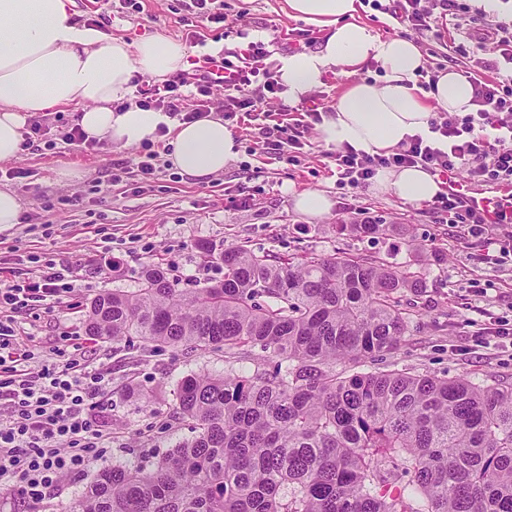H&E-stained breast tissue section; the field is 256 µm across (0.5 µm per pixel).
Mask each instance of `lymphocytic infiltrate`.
Returning a JSON list of instances; mask_svg holds the SVG:
<instances>
[{"mask_svg": "<svg viewBox=\"0 0 512 512\" xmlns=\"http://www.w3.org/2000/svg\"><path fill=\"white\" fill-rule=\"evenodd\" d=\"M386 10L421 36L438 21L428 0H390ZM469 40L495 54L491 60L472 58L467 69L475 111L452 118L436 115L430 121L431 138L414 136L387 157L344 146L332 158L341 186H359L381 168L415 164L446 178L448 192L437 200L440 209L463 233L497 245V252L487 257L496 263L512 255L503 244L512 237V198L489 197L476 207L467 190L473 185L512 187V22L483 15ZM266 57L262 46H249L236 60L225 61L223 74H199L193 93L183 94L180 81L171 80L144 104L165 106L169 115L190 122L203 117L206 96L220 86L225 112L259 111L263 92L279 89ZM303 112L294 134L285 139L276 138L274 127L259 125V142L282 156L298 153L310 121L321 118L317 104L304 106ZM78 286L75 263L52 261L37 275L0 283V487L23 483L24 494L34 502L69 473L83 470L112 442V430L100 415L103 403L112 399L109 371L94 365L82 346L58 350L55 360L32 369L35 354L17 341L10 325L17 309L46 300L63 303Z\"/></svg>", "mask_w": 512, "mask_h": 512, "instance_id": "obj_1", "label": "lymphocytic infiltrate"}]
</instances>
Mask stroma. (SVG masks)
<instances>
[{"instance_id": "stroma-1", "label": "stroma", "mask_w": 512, "mask_h": 512, "mask_svg": "<svg viewBox=\"0 0 512 512\" xmlns=\"http://www.w3.org/2000/svg\"><path fill=\"white\" fill-rule=\"evenodd\" d=\"M74 0L80 21L106 34L134 40L162 35L192 44L179 18L182 0ZM226 22L200 20L203 43L192 44L193 79L204 55L239 54L248 42L263 43L271 57L317 48L325 33L289 17L284 0H223ZM242 144L239 159L224 173L198 179L164 165L154 177L137 176L144 147L121 149L107 141L94 146L33 138L18 158L0 163V185L19 197L17 224L0 228V280H24L39 262H76L81 289L63 304L40 303L15 315L17 339L34 343V367L53 360L59 349L85 339L84 314L97 294L115 288L134 291L142 269L160 262L193 288L221 278L208 247L243 246L271 255L304 257L359 255L393 266L420 267L426 286L404 294L410 315L398 351L365 363L368 371L405 369L439 378L466 377L478 385H512V345L479 336L484 324H512V261H484L482 238L464 236L434 203L416 207L371 185L338 188L329 148L309 129L296 161L278 157L257 142L256 122L243 112L226 120ZM73 167L82 176L63 185L56 173ZM320 191L333 206L313 218L294 209L291 192ZM53 210H45V199ZM385 225L383 234L352 232L355 224ZM96 365L112 374V402L101 411L113 440L83 471L69 475L38 503L21 483L0 489V512H68L97 471L165 453L191 439L171 411L177 382L191 374L220 373L222 357L187 355L161 347L142 352L138 343L96 341Z\"/></svg>"}]
</instances>
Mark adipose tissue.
<instances>
[{
	"label": "adipose tissue",
	"mask_w": 512,
	"mask_h": 512,
	"mask_svg": "<svg viewBox=\"0 0 512 512\" xmlns=\"http://www.w3.org/2000/svg\"><path fill=\"white\" fill-rule=\"evenodd\" d=\"M286 3L289 16L323 28L325 37L316 49L280 58L283 99L299 103L333 72L350 78L319 125L325 145L388 155L411 136L429 135L434 113L474 111L472 85L455 70L440 72L435 90L422 92L415 83L424 65L419 47L358 23V0ZM72 5L73 0H0V162L18 157L33 115L70 105L77 106L74 122L87 139L118 148L156 142L159 126H166L168 161L192 177L221 174L238 159L240 143L222 118L179 122L132 100L134 76L163 81L189 68L185 43L161 35L133 41L107 35L81 23ZM370 61L383 71L382 83L356 80ZM375 189L418 205L433 201L441 183L415 165L380 170Z\"/></svg>",
	"instance_id": "obj_1"
}]
</instances>
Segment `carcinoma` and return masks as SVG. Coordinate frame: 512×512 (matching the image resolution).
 Instances as JSON below:
<instances>
[{
  "instance_id": "obj_1",
  "label": "carcinoma",
  "mask_w": 512,
  "mask_h": 512,
  "mask_svg": "<svg viewBox=\"0 0 512 512\" xmlns=\"http://www.w3.org/2000/svg\"><path fill=\"white\" fill-rule=\"evenodd\" d=\"M224 270L177 288L158 263L139 288L87 306L97 339L276 359L250 376L182 379L173 414L192 439L156 461L97 472L72 512H512V387L403 370L359 372L396 351L411 267L210 251Z\"/></svg>"
}]
</instances>
